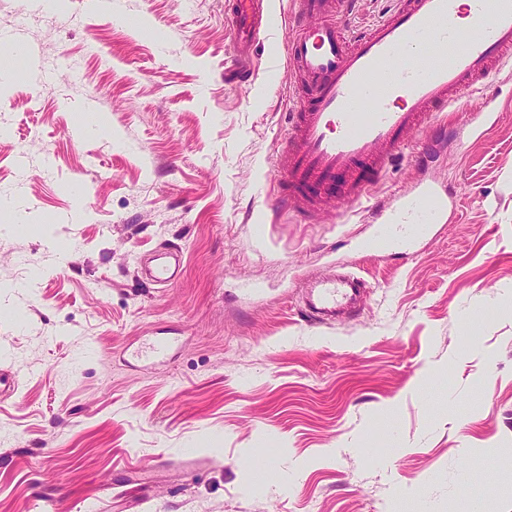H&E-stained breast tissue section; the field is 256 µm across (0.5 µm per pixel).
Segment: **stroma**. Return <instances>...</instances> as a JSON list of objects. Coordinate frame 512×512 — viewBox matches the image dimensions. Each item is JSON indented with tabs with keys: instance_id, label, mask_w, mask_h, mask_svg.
I'll return each mask as SVG.
<instances>
[{
	"instance_id": "35a3bbf8",
	"label": "stroma",
	"mask_w": 512,
	"mask_h": 512,
	"mask_svg": "<svg viewBox=\"0 0 512 512\" xmlns=\"http://www.w3.org/2000/svg\"><path fill=\"white\" fill-rule=\"evenodd\" d=\"M235 2L0 0V512H512V62L305 219L271 207L291 0L229 83ZM421 181L445 222L358 253ZM342 263L362 311L308 321Z\"/></svg>"
}]
</instances>
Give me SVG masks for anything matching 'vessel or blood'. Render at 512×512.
<instances>
[{
	"label": "vessel or blood",
	"instance_id": "vessel-or-blood-1",
	"mask_svg": "<svg viewBox=\"0 0 512 512\" xmlns=\"http://www.w3.org/2000/svg\"><path fill=\"white\" fill-rule=\"evenodd\" d=\"M458 2L396 0L381 21L352 31L334 17L333 0H295L296 14L309 23L289 38L286 64L306 104L281 150L278 170L288 185L275 197L281 210L305 217L335 201L369 197L414 130L512 60V0ZM262 23L263 0H237L236 43L252 41ZM446 208L433 184H419L378 213L358 248L411 247L442 223ZM364 288L351 273L314 277L302 310L312 322H334Z\"/></svg>",
	"mask_w": 512,
	"mask_h": 512
}]
</instances>
